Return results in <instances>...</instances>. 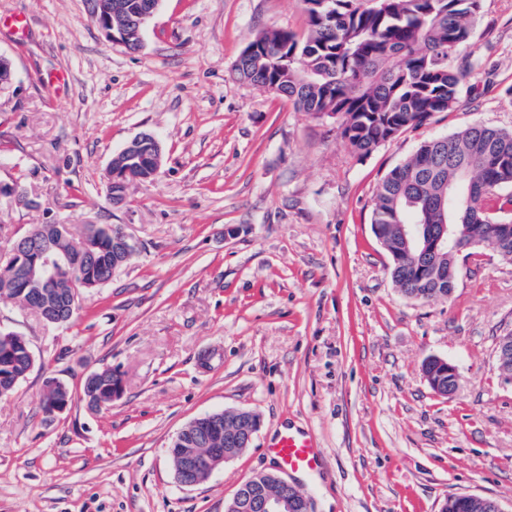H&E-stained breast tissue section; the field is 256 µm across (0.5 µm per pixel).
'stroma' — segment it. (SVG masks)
I'll return each mask as SVG.
<instances>
[{"instance_id": "obj_1", "label": "stroma", "mask_w": 512, "mask_h": 512, "mask_svg": "<svg viewBox=\"0 0 512 512\" xmlns=\"http://www.w3.org/2000/svg\"><path fill=\"white\" fill-rule=\"evenodd\" d=\"M30 35L0 31L13 64L0 92V252L36 224H121L141 253L85 292L71 326L0 305V329L37 360L0 401V512H224L238 487L273 471L281 428L313 433V512H440L452 495L512 512V384L494 365L512 330V263L491 249L461 266L450 298L411 301L371 231L381 178L422 141L474 124L512 130V0H481L460 60L482 64L483 94L368 156L330 121L236 80L261 32H301V0H162L143 46L109 41L88 0H0ZM64 70L58 96L43 82ZM158 136L157 177L119 206L112 155ZM454 361L459 386L428 385L423 364ZM103 366L123 392L99 411L82 399ZM73 393L44 414L47 379ZM257 413L249 448L207 480L180 485L168 447L193 418Z\"/></svg>"}]
</instances>
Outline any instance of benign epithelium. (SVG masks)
<instances>
[{
    "label": "benign epithelium",
    "instance_id": "benign-epithelium-1",
    "mask_svg": "<svg viewBox=\"0 0 512 512\" xmlns=\"http://www.w3.org/2000/svg\"><path fill=\"white\" fill-rule=\"evenodd\" d=\"M98 25L108 38L123 44L129 48L133 44H142L143 31L150 19L156 13L160 2L155 0L146 11L139 9L126 10V20L123 25H112V14L119 10H125V5L120 0H89ZM123 151L132 157L144 154L149 160V172L136 176V180L146 182L156 177L161 168L162 148L156 136L149 132H143L131 140ZM117 242L120 249V257L116 265H121L124 260L135 254L139 249L138 240L121 230ZM479 244L478 239L466 237L456 233L455 225L440 224L431 236L432 253L440 255L453 247V252L462 253ZM3 261L12 264L20 274L19 282L23 285L30 281L46 284L50 280V271L56 265V259L46 249L16 248L3 258ZM497 343L500 354L494 364V369L499 378L507 383H512V356L505 354V350L512 347V332L505 330L498 336ZM233 416L234 425L226 430V448H212L208 453H202L195 446L194 436L197 422L184 427L179 441V448L172 451L177 457L178 471L176 477L183 486L196 485L207 479L216 469L225 462L233 459L237 449L229 447L235 439L252 442L260 427V419L257 414L249 410L222 411L205 415V418L217 424H228V416ZM264 480L258 482V491L250 494L244 493L248 485L233 494L227 512H310V498L299 493L297 488L288 480L277 473L265 472Z\"/></svg>",
    "mask_w": 512,
    "mask_h": 512
}]
</instances>
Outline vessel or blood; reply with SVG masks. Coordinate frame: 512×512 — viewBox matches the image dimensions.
<instances>
[{"label":"vessel or blood","instance_id":"vessel-or-blood-1","mask_svg":"<svg viewBox=\"0 0 512 512\" xmlns=\"http://www.w3.org/2000/svg\"><path fill=\"white\" fill-rule=\"evenodd\" d=\"M267 453L282 472L309 482H319L323 471L322 451L311 433L285 429L266 443Z\"/></svg>","mask_w":512,"mask_h":512}]
</instances>
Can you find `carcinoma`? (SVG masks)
<instances>
[{
	"mask_svg": "<svg viewBox=\"0 0 512 512\" xmlns=\"http://www.w3.org/2000/svg\"><path fill=\"white\" fill-rule=\"evenodd\" d=\"M306 29L271 30L241 52L239 81L287 99L317 117L331 112L350 151L365 157L408 129L453 110L463 93H479L478 64H458V48L474 34L480 0H302ZM467 224L512 263V237L496 236L512 221V131L474 125L422 142L381 180L371 230L390 259L389 274L409 299L448 297V283L433 279L434 265L456 267L450 252L433 258L405 247L401 224ZM113 225L85 224L53 233L44 245L61 261L51 288H18L16 271L0 265V303L45 313L60 309L62 323L77 307L62 303L112 278ZM34 354L15 334L0 330V399L16 392L12 381L35 367ZM112 368L85 380L88 408L112 403ZM483 497H450L444 512H496Z\"/></svg>",
	"mask_w": 512,
	"mask_h": 512,
	"instance_id": "cac0c4a2",
	"label": "carcinoma"
}]
</instances>
